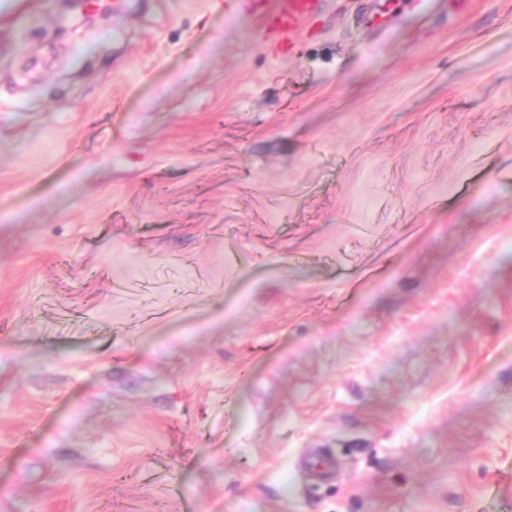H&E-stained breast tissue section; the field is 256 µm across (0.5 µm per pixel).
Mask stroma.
Returning <instances> with one entry per match:
<instances>
[{
  "instance_id": "stroma-1",
  "label": "stroma",
  "mask_w": 512,
  "mask_h": 512,
  "mask_svg": "<svg viewBox=\"0 0 512 512\" xmlns=\"http://www.w3.org/2000/svg\"><path fill=\"white\" fill-rule=\"evenodd\" d=\"M0 0V512H512V0ZM248 6L263 20L271 22L281 44L296 43L300 31L319 10L320 0H248Z\"/></svg>"
}]
</instances>
